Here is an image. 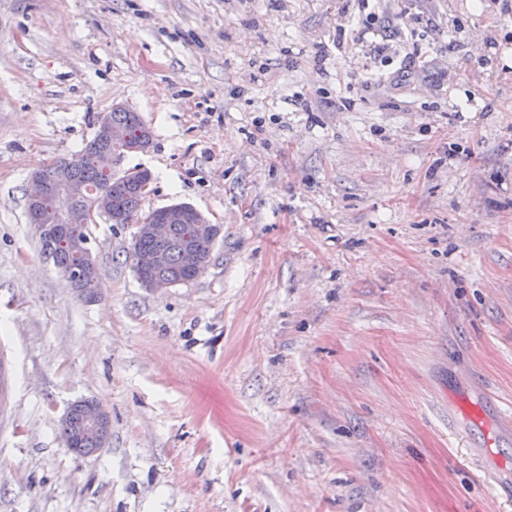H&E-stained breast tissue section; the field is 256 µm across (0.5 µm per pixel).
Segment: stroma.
Returning a JSON list of instances; mask_svg holds the SVG:
<instances>
[{"instance_id": "obj_1", "label": "stroma", "mask_w": 512, "mask_h": 512, "mask_svg": "<svg viewBox=\"0 0 512 512\" xmlns=\"http://www.w3.org/2000/svg\"><path fill=\"white\" fill-rule=\"evenodd\" d=\"M510 51L512 0H0V512H512ZM118 103L220 233L154 291L98 218L88 301L28 192ZM82 402L74 403L63 420L61 433L66 446L70 438L82 433L84 416V432L92 435L102 447H105L109 441L108 414L94 401L86 402L84 408Z\"/></svg>"}]
</instances>
